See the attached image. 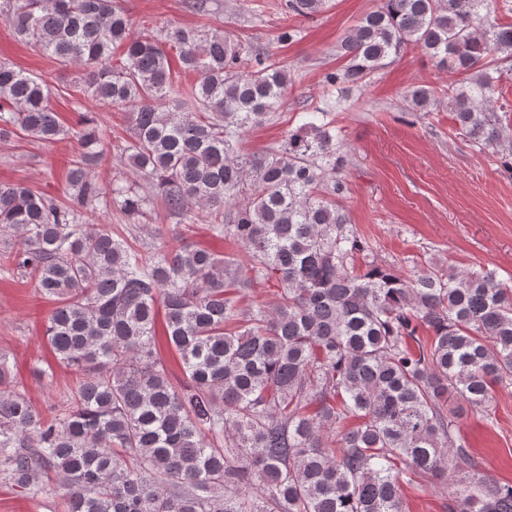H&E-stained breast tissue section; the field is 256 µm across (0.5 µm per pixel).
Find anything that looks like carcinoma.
I'll use <instances>...</instances> for the list:
<instances>
[{"instance_id":"cac0c4a2","label":"carcinoma","mask_w":512,"mask_h":512,"mask_svg":"<svg viewBox=\"0 0 512 512\" xmlns=\"http://www.w3.org/2000/svg\"><path fill=\"white\" fill-rule=\"evenodd\" d=\"M496 0H381L341 39L329 87L361 86L408 45L468 72L448 108L465 141L496 147L512 173V110L495 61L512 57ZM326 0H286L312 18ZM26 45L86 68L78 93L130 106L123 170L106 189L104 134L61 125L41 77L0 62V140L71 136L66 202L0 185V273L36 281L56 307L45 335L82 375L69 404L40 416L0 353V477L36 496L54 473L66 512H406L400 476L448 491V512H512V485L479 472L463 406L512 385V283L434 264L401 276L378 262L336 199L344 155L332 112L315 108L277 148L249 157L242 135L285 98L284 66L224 33L167 27L130 36L121 0H5ZM199 76L175 90L169 52ZM415 112L435 91L412 86ZM160 198L182 244L138 238ZM135 220L138 246L86 221ZM246 260L188 243L198 222ZM276 282L277 301L242 305ZM184 374L156 349L157 304ZM354 419L357 425L347 428Z\"/></svg>"}]
</instances>
